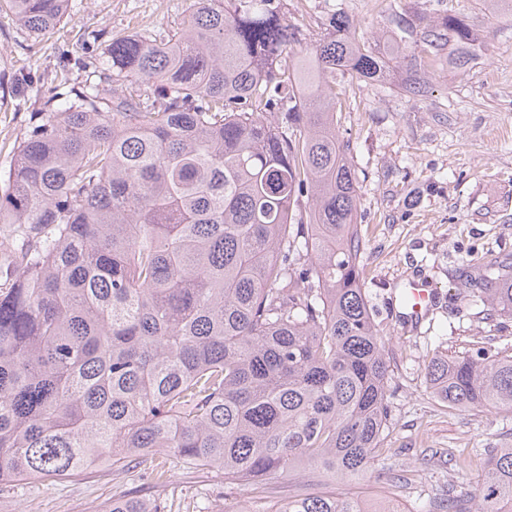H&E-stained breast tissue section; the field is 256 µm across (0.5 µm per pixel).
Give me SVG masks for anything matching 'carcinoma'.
Returning <instances> with one entry per match:
<instances>
[{"instance_id": "carcinoma-1", "label": "carcinoma", "mask_w": 512, "mask_h": 512, "mask_svg": "<svg viewBox=\"0 0 512 512\" xmlns=\"http://www.w3.org/2000/svg\"><path fill=\"white\" fill-rule=\"evenodd\" d=\"M69 2L0 11L45 36ZM417 21L407 52L337 10L303 47L284 0H192L176 31L112 36L98 80L46 101L0 194V483L73 478L92 454L145 466L157 489L175 462L219 469L258 500L305 469L371 477L392 369L360 279L336 75L408 59L396 88L414 94L443 50L460 70L482 44L465 15ZM459 288L476 318L511 314L512 255L485 253ZM425 379L450 408L512 413V355L436 356ZM484 454L477 491L426 512H512V448ZM367 510L300 492L275 512Z\"/></svg>"}]
</instances>
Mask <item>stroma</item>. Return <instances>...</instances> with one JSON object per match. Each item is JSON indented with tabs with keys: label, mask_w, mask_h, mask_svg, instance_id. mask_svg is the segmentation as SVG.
<instances>
[{
	"label": "stroma",
	"mask_w": 512,
	"mask_h": 512,
	"mask_svg": "<svg viewBox=\"0 0 512 512\" xmlns=\"http://www.w3.org/2000/svg\"><path fill=\"white\" fill-rule=\"evenodd\" d=\"M190 0H71L53 33L29 36L0 14V175L43 101L93 78L112 35L154 37L176 29ZM406 19L455 10L483 36L478 56L462 70L440 58L419 93L397 92L392 79L338 78L337 134L350 145L361 189V282L389 353L386 399L390 430L377 450L371 480L343 483L320 470L289 477L290 491L312 487L378 502L406 503L408 512L448 494L476 489L470 461L486 448H512V413L451 410L431 394L425 367L437 355L484 349L512 354V315L480 321L458 299L456 271L486 251L512 253V18L489 0H395ZM304 42L330 14L346 11L358 35L381 36L379 0H287ZM432 288L435 305L420 326L398 313L406 281ZM128 490L151 493L147 479L104 466L62 481L0 485V512H96ZM179 512H274L276 500L254 502L252 486H229L212 470L173 465L161 493Z\"/></svg>",
	"instance_id": "obj_1"
}]
</instances>
